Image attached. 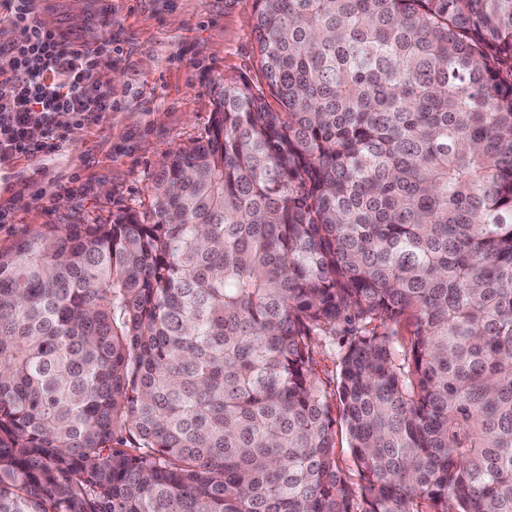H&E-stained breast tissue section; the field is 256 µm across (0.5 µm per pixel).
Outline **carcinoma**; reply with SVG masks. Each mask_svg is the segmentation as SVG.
Here are the masks:
<instances>
[{
    "mask_svg": "<svg viewBox=\"0 0 512 512\" xmlns=\"http://www.w3.org/2000/svg\"><path fill=\"white\" fill-rule=\"evenodd\" d=\"M253 21L281 110L0 249V512H512V0ZM323 346H319V351L321 355L317 356V367L316 370L319 373V377L324 381H331V386L329 387V393L331 398V405L333 407L334 415L337 420L338 433L336 437V460L339 467L344 471V473L348 476V478L354 482H358V474L357 469L353 463V459L350 453V448H348V444L346 442L345 433L340 431V426L342 425L340 420V404L337 396L332 395V391L334 389L333 380L336 377V353L338 351L339 341L336 340V345L327 342V344L322 343ZM323 350V352H322Z\"/></svg>",
    "mask_w": 512,
    "mask_h": 512,
    "instance_id": "1",
    "label": "carcinoma"
}]
</instances>
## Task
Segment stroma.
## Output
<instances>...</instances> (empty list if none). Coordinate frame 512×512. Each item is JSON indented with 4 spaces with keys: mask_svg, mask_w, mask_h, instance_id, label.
<instances>
[{
    "mask_svg": "<svg viewBox=\"0 0 512 512\" xmlns=\"http://www.w3.org/2000/svg\"><path fill=\"white\" fill-rule=\"evenodd\" d=\"M253 9L254 0H38L39 19L64 40L112 34L120 50L99 73L117 106L95 123L66 122L59 150L0 167V209L12 214L0 249L41 224L143 208L164 156L210 125L220 79L266 90Z\"/></svg>",
    "mask_w": 512,
    "mask_h": 512,
    "instance_id": "35a3bbf8",
    "label": "stroma"
}]
</instances>
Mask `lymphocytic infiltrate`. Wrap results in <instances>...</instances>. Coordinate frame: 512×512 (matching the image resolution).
Masks as SVG:
<instances>
[{
	"label": "lymphocytic infiltrate",
	"instance_id": "obj_1",
	"mask_svg": "<svg viewBox=\"0 0 512 512\" xmlns=\"http://www.w3.org/2000/svg\"><path fill=\"white\" fill-rule=\"evenodd\" d=\"M15 32L0 49V165L42 151L62 138L60 115L77 124L99 121L113 108L112 89L98 73L111 38L90 47L61 40L38 21L34 0H0Z\"/></svg>",
	"mask_w": 512,
	"mask_h": 512
}]
</instances>
